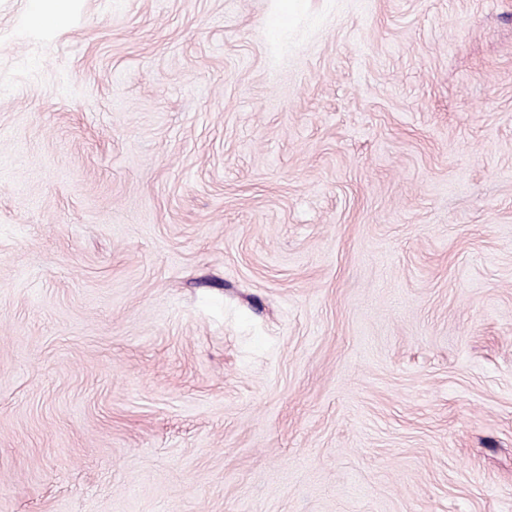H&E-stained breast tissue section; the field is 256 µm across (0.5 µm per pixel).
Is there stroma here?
Returning <instances> with one entry per match:
<instances>
[{"label":"stroma","instance_id":"obj_1","mask_svg":"<svg viewBox=\"0 0 512 512\" xmlns=\"http://www.w3.org/2000/svg\"><path fill=\"white\" fill-rule=\"evenodd\" d=\"M0 0V512H512V0Z\"/></svg>","mask_w":512,"mask_h":512}]
</instances>
